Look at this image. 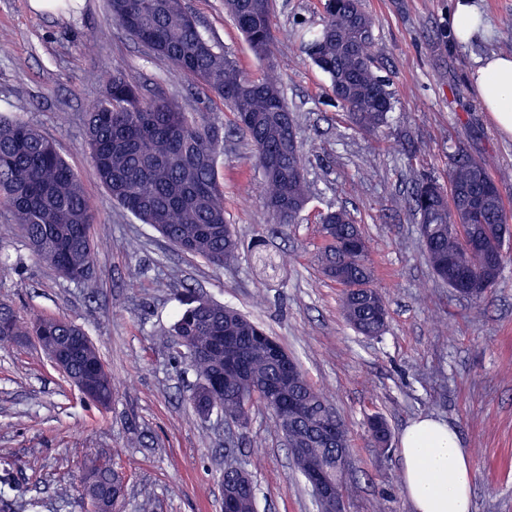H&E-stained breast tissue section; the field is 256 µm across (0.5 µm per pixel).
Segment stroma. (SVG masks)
I'll list each match as a JSON object with an SVG mask.
<instances>
[{"mask_svg":"<svg viewBox=\"0 0 512 512\" xmlns=\"http://www.w3.org/2000/svg\"><path fill=\"white\" fill-rule=\"evenodd\" d=\"M0 0V113L28 120L53 138L79 176L107 241L88 283L36 260L0 210V302L21 316L61 317L83 327L112 375L101 409L48 363L30 341L0 344V480L17 486L5 512H86L72 491L89 448L111 455L127 476L122 512H223L224 460L233 457L257 485V512H316L273 415L253 407L239 434L202 417L190 397L193 371L177 361L167 332L187 294L237 308L263 325L324 391L351 441L343 512H411L402 493L398 442L420 417L456 429L474 468V512H512V262L487 300L474 304L434 276L418 219L406 198L430 176L447 183L451 145L493 157L490 174L512 213V136L499 131L470 84L478 59L512 44V0H474L489 25L466 44L450 33L455 0H364L375 20L378 73L395 95L377 133L353 128L330 81L304 54L299 35L321 27L320 0H275L284 94L296 115L311 202L298 224L271 240L288 258L266 276L254 243L273 219L263 175L221 100L218 161L227 218L241 246L216 269L181 253L113 203L85 145V114L96 103L101 66L120 64L185 111L208 98L163 58L107 22V0ZM201 31L251 75L261 73L224 0H185ZM348 210L368 238L375 284L388 303L386 331L357 334L344 320L341 290L315 258L318 214ZM385 419L393 445L374 448L367 419Z\"/></svg>","mask_w":512,"mask_h":512,"instance_id":"1","label":"stroma"}]
</instances>
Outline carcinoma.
Listing matches in <instances>:
<instances>
[{"mask_svg":"<svg viewBox=\"0 0 512 512\" xmlns=\"http://www.w3.org/2000/svg\"><path fill=\"white\" fill-rule=\"evenodd\" d=\"M321 28L309 33L304 50L330 79L333 99L354 125L368 133L386 126L394 106L388 83L374 61V20L363 0H323ZM224 11L263 63L260 76L246 75L205 36L183 0H108L109 20L153 54L169 61L193 86L222 99L235 116V126L250 141L255 163L262 171L264 200L272 211V235L298 222L310 200L306 159L301 147L288 150L287 131L296 129L293 110L282 84L283 64L275 58L273 0H224ZM103 93L86 113V145L101 185L124 210L153 228L177 249L203 259L216 269L234 262L238 240L224 210L218 179V158L224 153V122L216 112H185L160 91L146 92L125 68L114 64L101 73ZM448 188L431 178L420 180L409 204L419 224L430 225L423 242L433 273L455 290L468 287L465 297L486 300L498 283L507 254L504 228L508 211L492 187L489 162L466 147L452 146ZM0 208L20 229L32 255L60 276L87 280L102 244L91 237L95 214L82 184L58 151L55 141L29 122L0 116ZM324 246L319 254L324 274L341 288L340 307L350 326L366 336L377 322L370 295L381 296L374 285L373 260L361 225L340 208L320 215ZM450 224H470L482 236V247L467 248ZM33 333L63 343L73 335L71 323L53 316L19 317L0 304V341ZM267 331L240 311L214 302L207 310L182 309L170 327V344L198 378L195 391L204 413L217 414L227 425L249 417L255 405L266 406L263 385L277 380L275 366L253 345ZM236 336L247 356L253 388L242 391L238 381L207 383L224 370V351L212 347L215 336ZM97 350L77 359L72 373L83 378L93 394L112 400V380L101 378ZM303 413L288 425V441L303 448L311 440L307 420L325 411L336 413L327 396L303 371L290 386ZM339 429L336 448H314L310 458L342 489L345 474H334L338 449L350 450L348 431ZM99 454L90 453L77 491L96 499L112 485V512H120L124 476L99 468Z\"/></svg>","mask_w":512,"mask_h":512,"instance_id":"obj_1","label":"carcinoma"}]
</instances>
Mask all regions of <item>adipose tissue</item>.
I'll return each mask as SVG.
<instances>
[{
	"mask_svg": "<svg viewBox=\"0 0 512 512\" xmlns=\"http://www.w3.org/2000/svg\"><path fill=\"white\" fill-rule=\"evenodd\" d=\"M471 75L497 127L512 135V56L483 58ZM400 444L403 494L413 512H472V462L454 429L421 418L405 428Z\"/></svg>",
	"mask_w": 512,
	"mask_h": 512,
	"instance_id": "adipose-tissue-1",
	"label": "adipose tissue"
}]
</instances>
